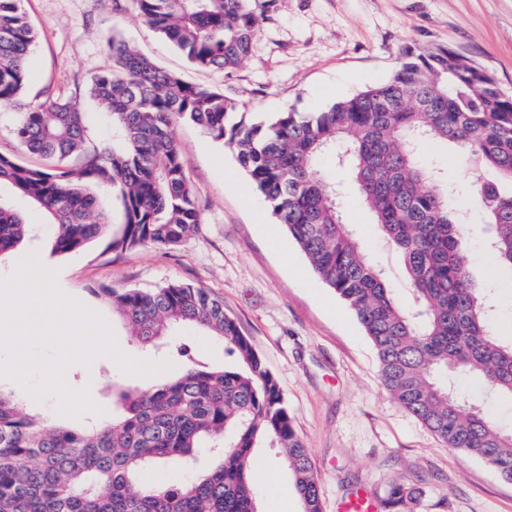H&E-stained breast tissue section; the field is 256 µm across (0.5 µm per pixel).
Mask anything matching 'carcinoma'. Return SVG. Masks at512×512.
Segmentation results:
<instances>
[{
    "label": "carcinoma",
    "mask_w": 512,
    "mask_h": 512,
    "mask_svg": "<svg viewBox=\"0 0 512 512\" xmlns=\"http://www.w3.org/2000/svg\"><path fill=\"white\" fill-rule=\"evenodd\" d=\"M22 2L0 0V108L19 111L14 137L41 162L0 154V185L48 215L55 252L78 249L108 226L93 183L111 186L124 207L114 252L175 247L196 233L202 206L172 134L177 121H189L235 154L317 277L353 311L390 397L444 446L512 476V433L451 385L452 375L468 374L512 402V342L496 333L491 285L476 282L466 261L459 188L419 161L430 142L449 141L474 170L496 172L495 181L474 177L466 192L483 202L491 254L512 269V95L451 49L407 48L381 84L320 112L289 109L253 122L224 91L189 84L112 39V66L85 88L121 132L122 145L101 152L86 145L76 98H25L35 30ZM250 2L135 0L140 19L193 65L222 71L251 55ZM326 157L349 170L380 236L401 256L411 304L397 301L346 222V195L325 175ZM31 232L0 196V255ZM102 294L139 346L165 348L182 372L116 389L112 420L86 430L25 413L14 393L0 390V512H259L254 456L264 445L284 453L304 512H321L308 449L279 385L223 302L178 283ZM184 324L217 336L234 363L213 368L172 343L171 331ZM172 464L194 468L193 476L142 484L148 470Z\"/></svg>",
    "instance_id": "carcinoma-1"
}]
</instances>
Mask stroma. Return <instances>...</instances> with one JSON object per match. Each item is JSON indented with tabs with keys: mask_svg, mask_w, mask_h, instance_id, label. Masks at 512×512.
Listing matches in <instances>:
<instances>
[{
	"mask_svg": "<svg viewBox=\"0 0 512 512\" xmlns=\"http://www.w3.org/2000/svg\"><path fill=\"white\" fill-rule=\"evenodd\" d=\"M258 17L251 56L231 72L194 67L145 25L134 0H25L37 32L25 96L31 101L74 96L112 64L106 42H125L185 82L223 90L258 121L288 109L315 112L385 81L401 52L443 46L476 62L512 93V0H252ZM87 139L105 149L118 144L111 115L82 100ZM173 135L188 159V175L202 202L203 222L172 249L144 246L115 254L109 236L69 253L53 252V226L22 203L33 226L30 242L0 257V279L13 276L28 254L40 252L58 268L63 288L81 297L110 327L122 354L137 352L124 323L104 302L105 288L153 289L187 283L224 302L266 368L276 378L295 429L305 443L319 485L322 512L363 488L380 512H512V482L484 462L445 447L417 418L394 402L379 375L375 349L354 314L320 282L304 254L278 224L269 202L250 184L234 153L198 126L179 122ZM327 175L347 187L348 223L368 257L387 273L402 303L411 295L400 255L371 224L346 173ZM467 210L465 250L474 277L494 286L496 324L512 339V273L488 250L490 228L478 198ZM179 365L156 374L162 383ZM72 389L88 390L104 414L115 408L112 388L143 387L111 357L70 364ZM455 383L471 402L512 432V403L490 398L471 376ZM254 466L260 512H303L292 473L275 448H260ZM411 495L391 504L395 485Z\"/></svg>",
	"mask_w": 512,
	"mask_h": 512,
	"instance_id": "1",
	"label": "stroma"
}]
</instances>
